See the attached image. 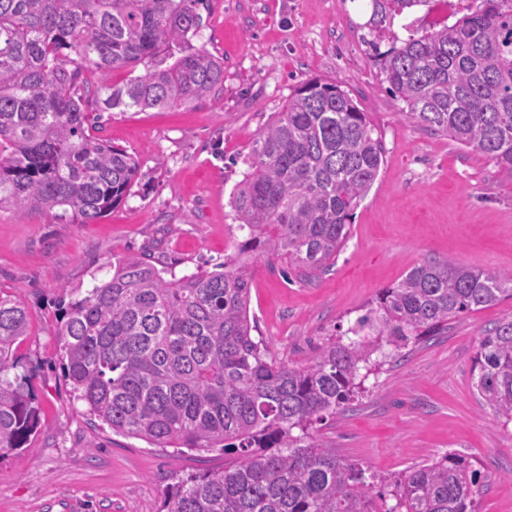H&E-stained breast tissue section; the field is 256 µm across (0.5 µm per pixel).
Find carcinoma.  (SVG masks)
Returning <instances> with one entry per match:
<instances>
[{"mask_svg":"<svg viewBox=\"0 0 512 512\" xmlns=\"http://www.w3.org/2000/svg\"><path fill=\"white\" fill-rule=\"evenodd\" d=\"M208 2L0 0V209L58 208L88 224L124 201L138 161L87 134L89 123L222 90L224 60L193 44ZM433 3L369 0L361 42L410 120L512 174V0H474L427 26ZM415 11L423 15L409 19ZM121 71L128 76L114 81ZM384 156L349 93L310 79L257 135L252 171L230 195L247 231L237 256L219 271L168 278L119 259L69 304L57 331L63 368L91 415L156 448L229 456L219 473L171 484L163 512H477L489 476L465 456H436L375 482L308 430L353 400L383 346L398 351L512 298V271L427 260L305 366L272 357L252 336L249 253L327 270ZM29 327L20 295L0 294V458L41 425L34 395L8 377ZM473 370L479 397L512 422L511 314L484 330Z\"/></svg>","mask_w":512,"mask_h":512,"instance_id":"obj_1","label":"carcinoma"}]
</instances>
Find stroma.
<instances>
[{
    "instance_id": "35a3bbf8",
    "label": "stroma",
    "mask_w": 512,
    "mask_h": 512,
    "mask_svg": "<svg viewBox=\"0 0 512 512\" xmlns=\"http://www.w3.org/2000/svg\"><path fill=\"white\" fill-rule=\"evenodd\" d=\"M368 17L359 0H210L193 43L223 57L219 95L117 112L91 131L140 164L124 202L90 224L0 209V290L20 294L31 317L15 373L41 410L38 431L0 460V512H161L175 479L223 470L221 452L154 448L86 415L65 380L57 330L74 289L105 279L116 258L182 276L236 253L244 233L230 194L259 131L304 81H340L381 136L385 159L329 270L307 277L252 255L250 308L272 356L308 364L313 346L351 327L380 289L425 260L512 271V176L408 119L359 39ZM510 314L507 297L401 357L374 355L362 392L315 424L314 436L383 478L432 456H467L491 476L479 512H512V423L494 419L473 374L481 329Z\"/></svg>"
}]
</instances>
